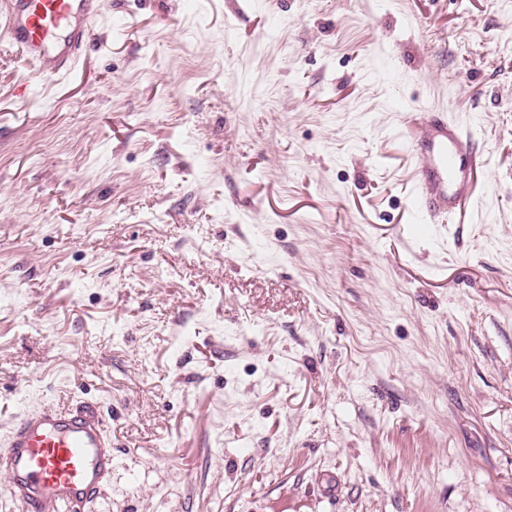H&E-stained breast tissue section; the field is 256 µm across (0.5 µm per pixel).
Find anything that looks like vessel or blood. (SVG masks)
Wrapping results in <instances>:
<instances>
[{
    "instance_id": "obj_1",
    "label": "vessel or blood",
    "mask_w": 512,
    "mask_h": 512,
    "mask_svg": "<svg viewBox=\"0 0 512 512\" xmlns=\"http://www.w3.org/2000/svg\"><path fill=\"white\" fill-rule=\"evenodd\" d=\"M103 0H0V42L48 80L70 74L91 41ZM422 223L453 220L476 200L471 140L444 112H423L409 137ZM112 440L100 411L82 403L24 414L0 447L5 490L22 512H87L111 478Z\"/></svg>"
}]
</instances>
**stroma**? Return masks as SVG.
<instances>
[{
    "instance_id": "1",
    "label": "stroma",
    "mask_w": 512,
    "mask_h": 512,
    "mask_svg": "<svg viewBox=\"0 0 512 512\" xmlns=\"http://www.w3.org/2000/svg\"><path fill=\"white\" fill-rule=\"evenodd\" d=\"M473 136L411 223L406 114ZM97 403L89 512H512V0H104L0 43V440ZM102 6V0H2L1 43L56 81L79 63Z\"/></svg>"
}]
</instances>
